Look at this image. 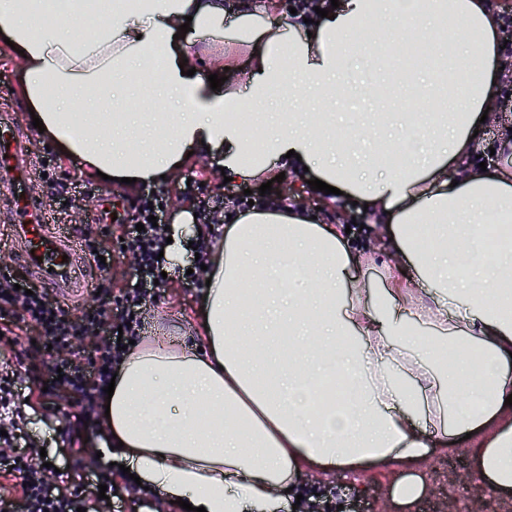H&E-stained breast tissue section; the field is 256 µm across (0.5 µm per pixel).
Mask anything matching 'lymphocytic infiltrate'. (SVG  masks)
I'll return each instance as SVG.
<instances>
[{
  "mask_svg": "<svg viewBox=\"0 0 512 512\" xmlns=\"http://www.w3.org/2000/svg\"><path fill=\"white\" fill-rule=\"evenodd\" d=\"M164 199L156 191L143 193L131 212L110 224H83L82 245L85 253L102 250L105 257L101 268L104 272L96 285L99 294L91 301L75 308L64 307L45 289L34 288L32 293L15 289L12 276L0 274V344L9 348L15 358L38 359L42 352L55 355L56 372L41 375L38 368H31L29 379L36 387L52 389L63 387L76 395L84 417L98 413L100 399L110 382L112 369L122 360L119 335L136 336L141 325L139 312L149 295L148 287L160 278L163 265L158 254L164 244L160 228L150 226L149 217H163ZM120 235L129 248L139 257L141 268L138 283L126 289L121 298L122 312L111 316L106 304L112 297L111 282L105 272L111 250L100 247V236ZM27 322L38 328L43 336L41 343L17 332L18 322ZM79 340L92 341L91 350L76 348ZM17 376L11 361L0 363V512H95L98 498L97 485L111 484L109 474H95L94 489L64 490L50 482L39 461L40 452L28 437L25 418L19 404Z\"/></svg>",
  "mask_w": 512,
  "mask_h": 512,
  "instance_id": "obj_1",
  "label": "lymphocytic infiltrate"
}]
</instances>
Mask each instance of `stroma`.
<instances>
[{
  "mask_svg": "<svg viewBox=\"0 0 512 512\" xmlns=\"http://www.w3.org/2000/svg\"><path fill=\"white\" fill-rule=\"evenodd\" d=\"M23 69L22 62L0 42V113H16L19 121H26L27 108L18 92L19 75ZM512 126V105L497 106L492 113L484 141L476 152L487 166L498 167L511 152L502 146L501 130L503 125ZM27 151L32 162H39L42 157L52 158L58 176H69L75 182L87 180L88 175L82 161L75 156L61 154L57 149L47 148L36 129L28 131ZM200 182L201 188L195 193H188L186 178ZM101 195L93 196L92 207H85L88 200L83 193L73 192V204L67 213H53L54 224L62 230H70V216L77 215L91 220L100 216L102 211L111 209V197L120 195L126 201L138 198V191H131L118 184L101 183ZM258 183L242 184L225 181L221 174L218 159L204 157L190 161L175 177L161 184L165 197H179L178 207L168 208L164 222L173 224L178 211H196L200 200L220 197L225 207L236 204L235 197L242 191L258 190ZM324 223L339 222L350 225L348 236L356 255L352 266V275L357 280H368L374 285H381L385 271L379 259L373 258L369 244L374 236L371 225L373 216L358 211L356 205L347 197L323 199L319 212ZM184 267L177 266L167 271L165 282L155 287V296L147 300L141 308L142 329L140 335L148 340H160L171 336L195 335L202 306L203 285L191 283L184 277ZM30 433L40 440L47 452L46 459L55 468L51 478L75 487L90 483L93 472H106L112 477V497L110 501L95 502L96 512H184L179 505L163 499L157 492L137 486L134 480L123 474L119 466L110 465L109 461L96 454L77 452L63 443L62 435L56 425H45L40 413H30ZM419 470L426 483L425 493L417 500L410 512H439L442 506H449L453 512H512V496L494 492L476 496L468 479L475 474L474 450L463 443L447 452L429 458L420 465ZM395 472L390 468H370L342 475L332 472L317 471L303 475L299 481V491L305 497L329 490L335 491L337 498L350 500L353 512H374L372 500L359 496L362 487L369 486L381 492H389L394 481Z\"/></svg>",
  "mask_w": 512,
  "mask_h": 512,
  "instance_id": "1",
  "label": "stroma"
}]
</instances>
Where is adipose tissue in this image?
Returning a JSON list of instances; mask_svg holds the SVG:
<instances>
[{"mask_svg":"<svg viewBox=\"0 0 512 512\" xmlns=\"http://www.w3.org/2000/svg\"><path fill=\"white\" fill-rule=\"evenodd\" d=\"M339 2L308 24L270 20L273 0L232 14L224 0H125L79 39L82 0H0V35L24 53L28 109L89 175L157 182L212 155L250 183L277 163L375 217L376 253L393 262L380 289L351 276L341 228L306 208L238 214L207 264L202 351L148 341L119 365L93 443L120 448L142 485L206 512H285L304 471L371 467L395 468L391 499L408 512L425 491L417 466L464 439L481 479L512 493V318L500 313L512 249L482 246L485 223L512 214V167L472 161L480 119L508 82L499 16L490 0ZM410 44L429 66L398 63ZM226 46L247 67L230 65L216 92L197 69ZM351 55L366 83L349 76ZM299 96L315 111H284ZM172 99L179 111H159ZM395 121L410 139L387 134ZM339 143L361 167L337 162ZM420 222L432 238L421 250L410 236ZM286 267L306 279L286 284ZM336 376L354 392L344 407L323 392ZM468 385L478 409L465 404Z\"/></svg>","mask_w":512,"mask_h":512,"instance_id":"1","label":"adipose tissue"}]
</instances>
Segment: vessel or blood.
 <instances>
[{
  "instance_id": "vessel-or-blood-1",
  "label": "vessel or blood",
  "mask_w": 512,
  "mask_h": 512,
  "mask_svg": "<svg viewBox=\"0 0 512 512\" xmlns=\"http://www.w3.org/2000/svg\"><path fill=\"white\" fill-rule=\"evenodd\" d=\"M26 142L17 118L0 114V222L12 226L19 258L33 277L72 304L90 287L95 272L82 257L80 239L55 230L29 187Z\"/></svg>"
}]
</instances>
